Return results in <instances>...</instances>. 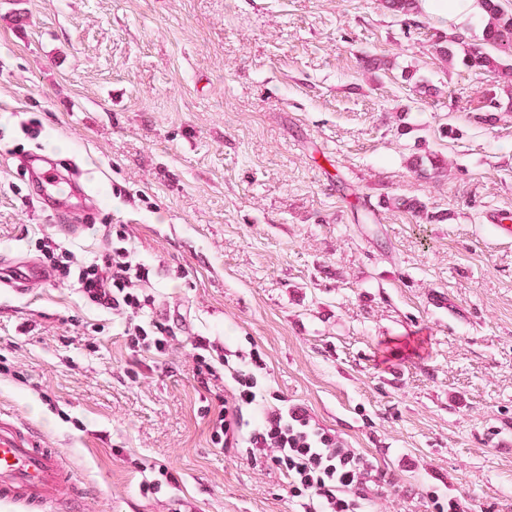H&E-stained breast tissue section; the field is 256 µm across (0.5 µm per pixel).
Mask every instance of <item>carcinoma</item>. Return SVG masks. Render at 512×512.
Here are the masks:
<instances>
[{
    "label": "carcinoma",
    "instance_id": "cac0c4a2",
    "mask_svg": "<svg viewBox=\"0 0 512 512\" xmlns=\"http://www.w3.org/2000/svg\"><path fill=\"white\" fill-rule=\"evenodd\" d=\"M488 15L483 38L478 43H469L460 33L441 35L435 41L437 55L450 62L456 61L477 74L490 75L507 89V104L512 108V10L502 0H483ZM409 166L420 173L443 172L447 167L445 158L430 153L426 157L414 156Z\"/></svg>",
    "mask_w": 512,
    "mask_h": 512
}]
</instances>
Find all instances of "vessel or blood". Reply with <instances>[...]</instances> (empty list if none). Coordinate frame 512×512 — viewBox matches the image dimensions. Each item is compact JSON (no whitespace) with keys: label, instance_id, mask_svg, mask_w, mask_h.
I'll return each mask as SVG.
<instances>
[{"label":"vessel or blood","instance_id":"obj_1","mask_svg":"<svg viewBox=\"0 0 512 512\" xmlns=\"http://www.w3.org/2000/svg\"><path fill=\"white\" fill-rule=\"evenodd\" d=\"M73 474L37 433L0 419V502L55 512L71 494Z\"/></svg>","mask_w":512,"mask_h":512}]
</instances>
